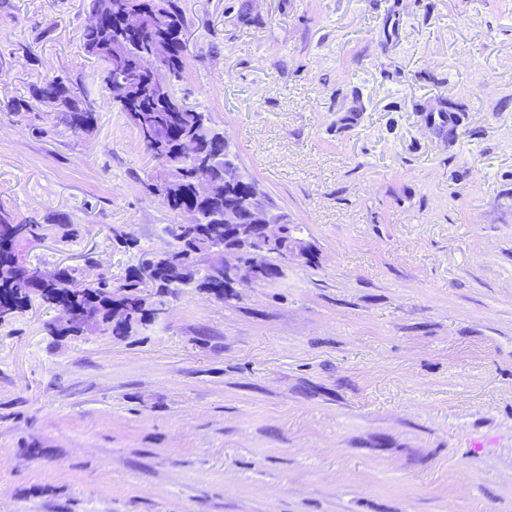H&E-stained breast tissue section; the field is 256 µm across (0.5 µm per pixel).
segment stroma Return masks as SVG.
<instances>
[{
  "instance_id": "stroma-1",
  "label": "stroma",
  "mask_w": 512,
  "mask_h": 512,
  "mask_svg": "<svg viewBox=\"0 0 512 512\" xmlns=\"http://www.w3.org/2000/svg\"><path fill=\"white\" fill-rule=\"evenodd\" d=\"M180 5L177 96L315 260L124 338L0 323V512H512V0ZM87 19L0 0V207L44 226L28 264L117 282L182 218ZM56 76L90 137L8 112Z\"/></svg>"
}]
</instances>
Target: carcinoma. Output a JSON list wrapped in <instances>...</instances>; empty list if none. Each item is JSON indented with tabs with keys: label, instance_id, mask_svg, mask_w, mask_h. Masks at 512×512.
I'll return each mask as SVG.
<instances>
[{
	"label": "carcinoma",
	"instance_id": "1",
	"mask_svg": "<svg viewBox=\"0 0 512 512\" xmlns=\"http://www.w3.org/2000/svg\"><path fill=\"white\" fill-rule=\"evenodd\" d=\"M109 1L113 9L101 14L100 25L96 28L87 26L83 32V50L101 61L103 70L100 78L106 86L110 88L114 83L130 79L136 66L114 69L109 65L100 39L103 30L141 49L156 38H168L171 50L164 65L171 74V82L181 81L186 68L184 36L187 21L179 0H89L88 12L100 14ZM134 11L146 14L150 23L137 35L130 36L122 25L121 15ZM33 98L39 104L52 108L57 124L73 135L80 137L94 130L96 112L90 103L76 95L63 78L55 77L35 88ZM133 102L143 109L144 126H138L136 130L147 154L156 165L167 169L174 177L169 187L170 209L178 214L193 212L199 215L195 224L169 226L167 233L170 241L164 250V262L171 266L191 268L194 283H184L168 272L146 283L140 265L128 267L123 281L117 285L105 277L81 280L78 270L68 266L58 267L51 272L29 267L19 262L16 244L40 237L42 225L30 219L19 220L0 210V227L6 226L11 230L7 239H0V304L9 303L14 312L19 313L23 310L20 301L29 302L35 296L44 306L55 309V295L60 294L68 301L66 310L74 316L99 323L103 332L110 336L124 337L136 327L145 325L146 314L167 309L170 300L178 298L184 288L205 286L220 301L233 299V296L224 293V275L214 276L205 267V241L209 237L224 241V226L211 223L210 215L224 209L226 203L241 207L248 205L250 198L256 195L254 183L240 174L234 159L226 152L224 133L212 127L209 115L197 110L172 112L168 103L155 98L146 85L137 86ZM180 132L192 134L198 148L216 165L203 174L187 165L174 145ZM205 175L225 179L223 197L203 199L197 194L196 181ZM286 250V240L270 249L262 282H274L283 275Z\"/></svg>",
	"mask_w": 512,
	"mask_h": 512
}]
</instances>
